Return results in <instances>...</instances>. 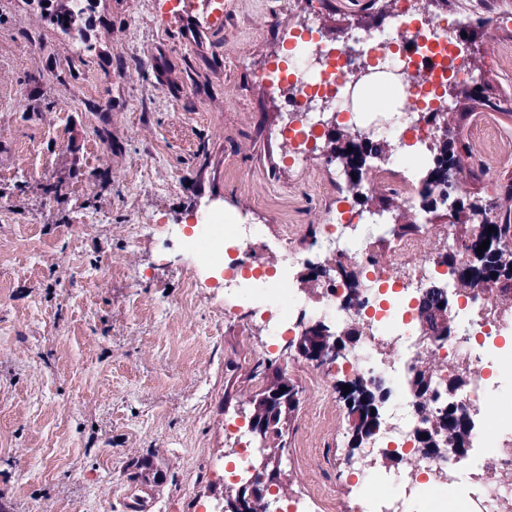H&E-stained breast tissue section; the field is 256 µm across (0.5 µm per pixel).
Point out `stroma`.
<instances>
[{"label": "stroma", "mask_w": 512, "mask_h": 512, "mask_svg": "<svg viewBox=\"0 0 512 512\" xmlns=\"http://www.w3.org/2000/svg\"><path fill=\"white\" fill-rule=\"evenodd\" d=\"M224 25L197 27L184 0H99L93 26L62 28L42 0H0V512H126L144 467L161 473L151 512H195L197 494L233 485L231 419L273 362L298 391L283 425L286 496L351 512L365 491L348 468L338 393L246 311L224 314L178 227L220 207L270 225L254 266L277 265L281 227L312 248L327 196L318 167H292L280 101L261 81L286 60L284 0H223ZM394 0H311L323 29L373 28ZM479 16L467 51L487 93L512 94V0H432ZM470 133L467 200L512 184V106L494 115L449 96ZM169 225L136 232L139 218ZM197 288H189V278Z\"/></svg>", "instance_id": "stroma-1"}]
</instances>
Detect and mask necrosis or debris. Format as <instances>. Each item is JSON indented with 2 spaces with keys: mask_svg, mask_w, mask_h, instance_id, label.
Wrapping results in <instances>:
<instances>
[{
  "mask_svg": "<svg viewBox=\"0 0 512 512\" xmlns=\"http://www.w3.org/2000/svg\"><path fill=\"white\" fill-rule=\"evenodd\" d=\"M475 18L429 23L425 0H402L390 12L386 25L374 30L344 29L330 36V49L321 64H313L316 50L311 41L298 40L292 48L287 71L269 70L264 75L268 96L285 101L286 123L302 142L326 135L316 105L334 99L339 117L356 144L376 146L396 140L411 142L408 152L391 155L389 165L373 168L362 158L358 169L331 170L334 182L346 184L335 204L323 214L318 236L328 245L321 270L322 295L315 310L319 320L334 323L337 330L358 327L367 335L336 362L345 377L380 386L384 393L379 424L372 439L373 459L397 470L388 484L373 485L368 497L355 504L354 512H403L417 484L411 470L419 462L439 487L455 482L461 459L454 448L419 460L416 434L430 426L447 399L446 393L419 396L412 388L416 357L431 355L444 360L462 384L454 399L459 412L484 415L492 402L491 369L485 351L490 344L512 334V289L489 283L478 294L456 289L455 273L447 252L459 251L463 238L474 237L486 227L484 217L469 218L464 233L447 231L446 252L417 256V235L431 229L430 216L448 204V188L429 182L441 154L435 133L438 117L448 111V101L438 89L445 81L466 86L473 72L456 54L454 42ZM371 70L376 84L386 86L390 98L409 103L400 114L365 111L363 85L356 77ZM413 168V177L398 176V169ZM400 199L416 216L414 232L394 235L378 208L367 207L372 194ZM262 224L241 223L236 214L215 208L205 213L196 232L183 243L206 265L218 271L225 296L250 300L262 314V327L274 340L290 332L294 314H305L306 303L285 283L298 268L311 264L294 235H284L283 257L273 275L251 274L253 243L265 236ZM387 260H380V252ZM453 289L448 308L449 324L460 332L437 345H425L413 325L423 296L432 280ZM495 463L473 485L477 512H512V435L498 433Z\"/></svg>",
  "mask_w": 512,
  "mask_h": 512,
  "instance_id": "4bbe7bcc",
  "label": "necrosis or debris"
}]
</instances>
